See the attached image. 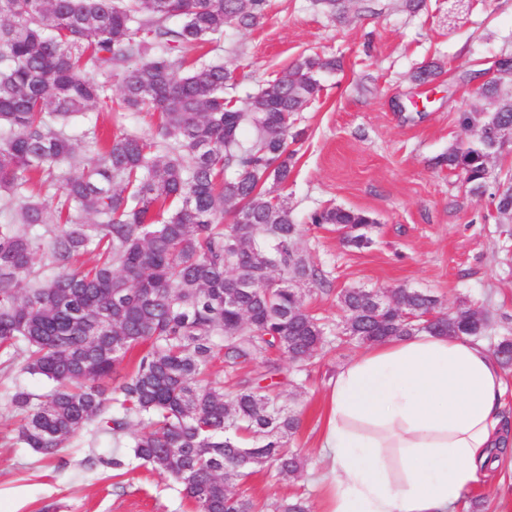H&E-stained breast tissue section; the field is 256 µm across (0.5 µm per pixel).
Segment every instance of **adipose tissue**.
Segmentation results:
<instances>
[{
	"label": "adipose tissue",
	"mask_w": 512,
	"mask_h": 512,
	"mask_svg": "<svg viewBox=\"0 0 512 512\" xmlns=\"http://www.w3.org/2000/svg\"><path fill=\"white\" fill-rule=\"evenodd\" d=\"M506 389L487 343L428 332L341 366L325 392L327 512H454L492 458L512 459Z\"/></svg>",
	"instance_id": "ef3b65f1"
}]
</instances>
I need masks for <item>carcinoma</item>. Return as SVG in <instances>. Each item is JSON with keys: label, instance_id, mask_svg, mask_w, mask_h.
Listing matches in <instances>:
<instances>
[{"label": "carcinoma", "instance_id": "1", "mask_svg": "<svg viewBox=\"0 0 512 512\" xmlns=\"http://www.w3.org/2000/svg\"><path fill=\"white\" fill-rule=\"evenodd\" d=\"M343 18L347 0H316ZM269 0H0V354L46 379L18 389V440L46 458L86 433L112 437V470L127 461L181 487L194 512H310L298 496L272 505L231 490L264 468L291 483L304 468L288 447L299 414L281 403L276 365L224 390L232 373L280 352L303 372L334 343L374 345L427 331L481 337L488 313L447 312L414 288H343L336 335L306 305L301 283L325 276L297 242L302 229L280 191L302 136L294 116L340 60L304 56L242 101L222 64L188 69V54L224 29L253 30ZM180 18L172 26L170 19ZM121 74L119 97L88 65ZM482 103L458 113L468 139L437 166L464 174L512 224V175L490 183V160L512 136V86L484 83ZM158 113V135L121 130L75 164L67 127L78 113ZM254 131L246 143L244 127ZM231 170L234 176L224 177ZM58 186L50 208L42 191ZM231 223H224L225 217ZM310 223L368 242L369 213L324 208ZM93 252V265L80 263ZM53 269L46 276L37 256ZM28 276L29 288L20 286ZM494 353L512 367V336Z\"/></svg>", "mask_w": 512, "mask_h": 512}]
</instances>
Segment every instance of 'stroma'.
<instances>
[{"mask_svg": "<svg viewBox=\"0 0 512 512\" xmlns=\"http://www.w3.org/2000/svg\"><path fill=\"white\" fill-rule=\"evenodd\" d=\"M405 0H349L346 18L334 19L314 0H270L268 19L251 31L225 30L215 50L198 49L196 66L224 64L247 98L296 59L319 54L342 62L319 76L318 100L297 114L296 164L283 195L305 232L299 241L329 288L306 287V304L329 324L342 321L336 295L358 286L429 290L445 310L476 305L504 332L512 317V224L499 223L489 198L468 194L460 173L435 160L465 141L456 116L477 103L482 79L496 77V60L512 56V0H424L408 12ZM435 63L441 73L417 84V68ZM124 128L153 137L157 127L143 112L122 116L95 110L70 130L79 156L93 150V131ZM327 207L359 209L375 220L370 242L346 245L334 225L310 224ZM346 347L316 357L301 374L283 369V404L297 410L301 426L290 440L301 449V478L286 484L260 471L237 489L260 500L295 493L311 512H325L320 436L327 412L324 389L354 358ZM17 423L0 403V512H190L183 490L164 475L130 465L114 476V444L101 436L77 437L49 460L16 444ZM484 497L485 512H512V470L501 468L470 490L455 512H471Z\"/></svg>", "mask_w": 512, "mask_h": 512, "instance_id": "35a3bbf8", "label": "stroma"}]
</instances>
